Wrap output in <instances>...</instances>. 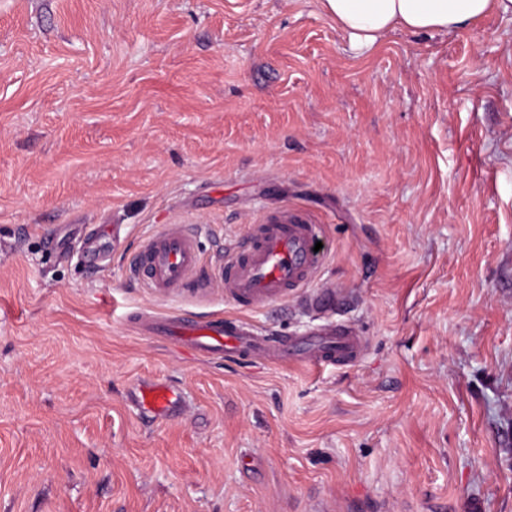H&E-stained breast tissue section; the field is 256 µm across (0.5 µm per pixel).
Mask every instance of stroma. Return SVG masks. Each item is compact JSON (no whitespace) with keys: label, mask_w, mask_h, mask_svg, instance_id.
<instances>
[{"label":"stroma","mask_w":512,"mask_h":512,"mask_svg":"<svg viewBox=\"0 0 512 512\" xmlns=\"http://www.w3.org/2000/svg\"><path fill=\"white\" fill-rule=\"evenodd\" d=\"M286 207L320 227L309 291L128 278L163 225H200L214 268ZM146 313L367 348L194 356ZM142 379L184 411L143 416ZM320 506L512 512V16L358 53L317 0H0V512Z\"/></svg>","instance_id":"stroma-1"}]
</instances>
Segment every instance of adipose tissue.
<instances>
[{
  "label": "adipose tissue",
  "mask_w": 512,
  "mask_h": 512,
  "mask_svg": "<svg viewBox=\"0 0 512 512\" xmlns=\"http://www.w3.org/2000/svg\"><path fill=\"white\" fill-rule=\"evenodd\" d=\"M354 51L376 46L396 30L448 33L491 13L511 14L512 0H318Z\"/></svg>",
  "instance_id": "1"
}]
</instances>
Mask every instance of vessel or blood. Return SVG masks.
<instances>
[{"mask_svg": "<svg viewBox=\"0 0 512 512\" xmlns=\"http://www.w3.org/2000/svg\"><path fill=\"white\" fill-rule=\"evenodd\" d=\"M317 230L302 213L288 209L253 225L249 242L226 252L224 265L216 273L225 298L243 308L264 307L310 287L321 266L314 250ZM130 269L144 287L158 294L201 288L206 282L198 239L183 224L165 225L148 238ZM148 332L178 337L200 354L288 357L312 366L355 364L367 346L364 336L342 323H328L297 338L259 336L248 322L237 318L157 322ZM130 399L154 418L173 417L181 405L178 394L163 384L138 383Z\"/></svg>", "mask_w": 512, "mask_h": 512, "instance_id": "1", "label": "vessel or blood"}]
</instances>
